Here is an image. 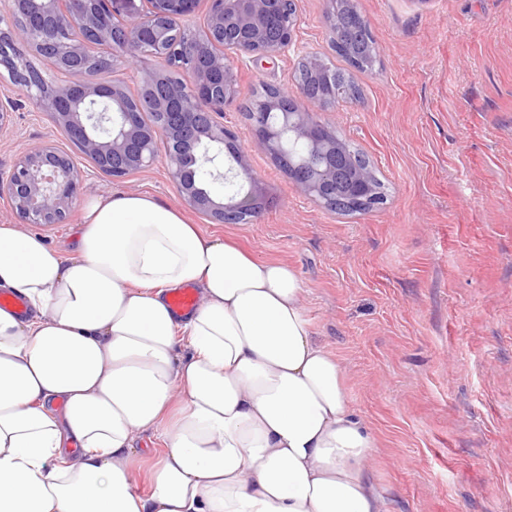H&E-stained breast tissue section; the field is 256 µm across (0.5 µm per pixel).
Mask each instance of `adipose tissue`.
Segmentation results:
<instances>
[{"label": "adipose tissue", "instance_id": "ef3b65f1", "mask_svg": "<svg viewBox=\"0 0 512 512\" xmlns=\"http://www.w3.org/2000/svg\"><path fill=\"white\" fill-rule=\"evenodd\" d=\"M1 290L30 313L0 308V512H386L374 434L288 263L107 194L68 256L0 224ZM145 433L164 450L142 479ZM181 287L171 292L168 299L169 305L177 313L188 314L195 311L197 308V289L195 286L194 288L196 290L190 286Z\"/></svg>", "mask_w": 512, "mask_h": 512}]
</instances>
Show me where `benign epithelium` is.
I'll return each instance as SVG.
<instances>
[{
  "mask_svg": "<svg viewBox=\"0 0 512 512\" xmlns=\"http://www.w3.org/2000/svg\"><path fill=\"white\" fill-rule=\"evenodd\" d=\"M126 0H0V66L11 84L55 123L85 159L114 180L150 167L163 145L169 179L182 202L211 224H248L267 203L253 170L254 150L269 155L322 208L364 210L383 205L374 165L360 162L333 123L318 119L360 98L351 80L339 81L327 57L302 55L294 88L272 86L248 114L249 147L224 125L237 98L235 61L285 55L300 19L296 0H210L203 27L187 24L199 0H143L146 9L122 12ZM329 41L358 65L373 66L381 47L357 0H325ZM347 18L346 34L336 29ZM112 46L109 68L132 72L137 96L124 84H94L85 71L97 63L96 43ZM147 55L162 68L139 67ZM54 62L51 78L30 64ZM244 179L217 197L209 182ZM83 185L75 154L50 142L19 153L0 168V199L22 223L63 224Z\"/></svg>",
  "mask_w": 512,
  "mask_h": 512,
  "instance_id": "obj_1",
  "label": "benign epithelium"
}]
</instances>
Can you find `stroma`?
Returning <instances> with one entry per match:
<instances>
[{
  "instance_id": "1",
  "label": "stroma",
  "mask_w": 512,
  "mask_h": 512,
  "mask_svg": "<svg viewBox=\"0 0 512 512\" xmlns=\"http://www.w3.org/2000/svg\"><path fill=\"white\" fill-rule=\"evenodd\" d=\"M288 56L242 60L238 101L292 86L309 51L343 61L326 38L324 0H296ZM382 46L355 72L360 102L323 113L363 151L387 200L341 216L305 197L253 152L269 205L249 224L190 223L292 265L318 340L341 359L346 390L373 430L371 478L389 512H512V0H358ZM0 167L24 149L71 144L10 83ZM81 204L141 193L178 207L164 158L115 181L79 159ZM79 208L43 227L71 254Z\"/></svg>"
}]
</instances>
